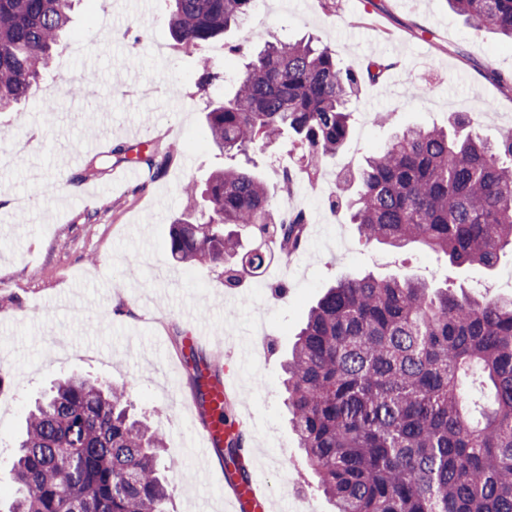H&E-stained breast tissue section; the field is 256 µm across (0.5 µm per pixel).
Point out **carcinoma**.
Here are the masks:
<instances>
[{
    "instance_id": "obj_1",
    "label": "carcinoma",
    "mask_w": 512,
    "mask_h": 512,
    "mask_svg": "<svg viewBox=\"0 0 512 512\" xmlns=\"http://www.w3.org/2000/svg\"><path fill=\"white\" fill-rule=\"evenodd\" d=\"M74 0H0V110L28 99L49 68ZM476 28L512 39V0H448ZM175 41L195 53L254 0H165ZM361 80L327 46L269 43L250 56L231 95L205 116L211 145L243 162L181 191L170 256L224 269V287L271 260L240 238L300 250L309 213L283 215L255 170L258 142L292 138L314 170L344 147ZM118 144L76 180L129 162ZM175 149L137 151L163 176ZM344 205L367 242L421 245L458 266H497L512 249V134L490 144L456 113L448 127L402 131L359 171L344 172ZM291 423L335 512H512V298L479 301L398 277H344L318 300L285 365ZM243 434L217 453L239 463ZM162 440L129 409L128 395L67 377L26 419L4 512H169Z\"/></svg>"
}]
</instances>
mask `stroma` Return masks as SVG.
Here are the masks:
<instances>
[{"mask_svg": "<svg viewBox=\"0 0 512 512\" xmlns=\"http://www.w3.org/2000/svg\"><path fill=\"white\" fill-rule=\"evenodd\" d=\"M164 10L163 0L147 15L78 0L51 74L94 87L95 97L58 98L49 108L30 99L0 112V486L11 482L30 407L57 379L81 374L125 388L135 413L147 416L164 442L175 512H226L224 489L208 474L221 463L198 449L202 422L188 409L189 370L174 344L201 319L212 326L202 353L219 357L220 375L234 383L233 414L250 419L243 461L257 463L276 512L301 499L329 512L282 395V362L311 306L343 274L417 277L459 295L508 297L512 253L488 271L416 245L366 242L348 211H330L329 187L301 175L291 204L311 214L308 244L290 259L267 244L273 257L263 282L247 276L228 290L220 268L173 260L168 231L183 210L182 184L228 162L204 126L209 105L231 93L246 63L224 46L314 36L362 76L349 140L320 167L333 177L339 162L357 168L399 128L443 127L454 112L480 113L484 139L512 132V91L493 79L512 76V41L472 27L448 0H265L261 36L247 38L242 21L204 47L224 78L203 87ZM375 61L390 68L371 81ZM413 83L424 89L416 98L406 94ZM102 106L109 124L100 130L91 117ZM145 131L180 148L164 177L76 181L90 159L84 144L103 134L107 146L132 145ZM85 192L94 199L84 205ZM258 317L264 337L249 374L230 345Z\"/></svg>", "mask_w": 512, "mask_h": 512, "instance_id": "1", "label": "stroma"}]
</instances>
